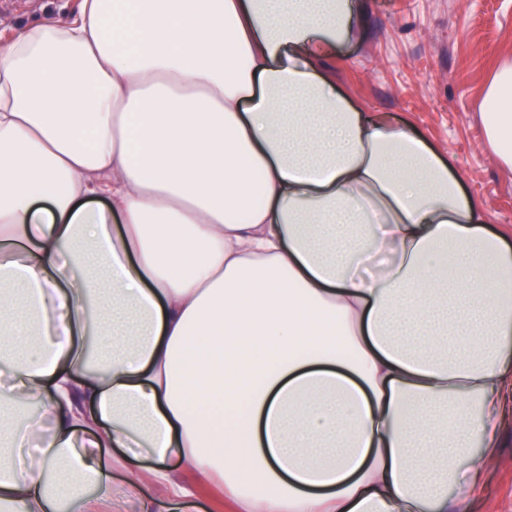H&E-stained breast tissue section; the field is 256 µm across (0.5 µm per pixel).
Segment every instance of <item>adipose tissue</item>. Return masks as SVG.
Wrapping results in <instances>:
<instances>
[{
	"label": "adipose tissue",
	"instance_id": "obj_1",
	"mask_svg": "<svg viewBox=\"0 0 512 512\" xmlns=\"http://www.w3.org/2000/svg\"><path fill=\"white\" fill-rule=\"evenodd\" d=\"M346 27L343 0H80L0 51V512H96L105 448L152 460L141 512L187 473L234 512L477 497L512 248L317 71ZM487 100L512 170L511 67Z\"/></svg>",
	"mask_w": 512,
	"mask_h": 512
}]
</instances>
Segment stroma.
Listing matches in <instances>:
<instances>
[{
  "label": "stroma",
  "instance_id": "obj_1",
  "mask_svg": "<svg viewBox=\"0 0 512 512\" xmlns=\"http://www.w3.org/2000/svg\"><path fill=\"white\" fill-rule=\"evenodd\" d=\"M79 0H0V44L47 12L65 19ZM348 34L318 68L347 98L448 157L464 198L490 226L512 228V171L487 140L485 100L512 63V0H349ZM468 512H512V425L498 437Z\"/></svg>",
  "mask_w": 512,
  "mask_h": 512
}]
</instances>
